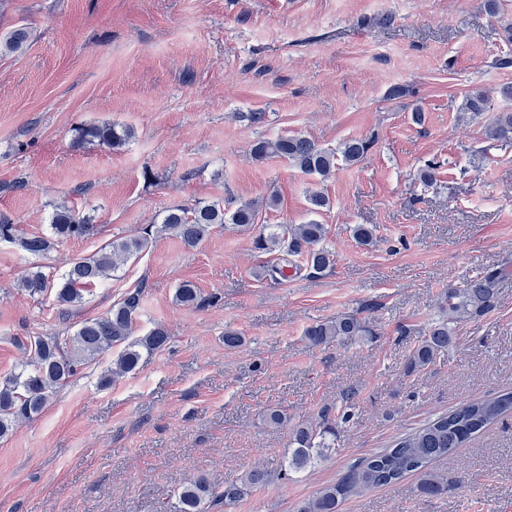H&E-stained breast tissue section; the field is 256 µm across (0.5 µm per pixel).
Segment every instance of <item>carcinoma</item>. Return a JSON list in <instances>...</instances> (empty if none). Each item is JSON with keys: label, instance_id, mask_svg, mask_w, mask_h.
Wrapping results in <instances>:
<instances>
[{"label": "carcinoma", "instance_id": "carcinoma-1", "mask_svg": "<svg viewBox=\"0 0 512 512\" xmlns=\"http://www.w3.org/2000/svg\"><path fill=\"white\" fill-rule=\"evenodd\" d=\"M28 39V32L19 28L0 43V49L12 52ZM491 109L490 95L481 90L468 93L461 110L473 120ZM491 140L512 139V111L497 112L486 127ZM134 136L130 128L116 129L111 124L90 125L76 129L73 144L97 141L112 149H120ZM370 142L352 138L340 149L342 160L350 165L361 162ZM270 157L287 160L301 173L328 178L336 167V152L319 147L302 135H281L260 139L251 147V158L264 161ZM280 203L278 193L260 202L248 201L234 210L224 208V200L198 199L190 205H173L164 211L157 227L147 226L134 235L120 236L100 246L89 256L73 259L67 269L54 279L41 269L31 271L21 288L32 298L55 291L58 304L77 307L83 304L87 289L110 278L129 260L146 251L160 233L180 239L187 249L200 246L213 228L231 224L235 228L255 226L259 208H274ZM50 234L24 236L17 233L8 220L0 221V242L14 244L23 251L38 256L48 254L58 239L88 237L96 226L75 208L66 204L54 207L49 217ZM327 229L314 220L306 224H279L268 234H259L255 248L277 249L286 257H300L313 274H321L334 265L331 251L321 246ZM512 277V266L504 264L487 271L479 278L460 287L449 288L442 302V316L433 321L410 352L406 365L409 374L421 371L433 363L439 353L453 342L452 325L483 316L495 308L498 285ZM176 301L188 307L204 308L218 304L217 294L201 295L190 282L182 283L175 293ZM144 304V289L128 291L104 315L81 321L72 335L62 340L57 336H35L24 346L28 358L19 371L0 378V438L12 434L21 424L37 416L57 390L73 378L81 366L99 356L120 348L108 374L100 379L106 386L111 381L136 370L146 355L163 350L169 341L165 326L155 325L145 335L132 338L133 326ZM375 335L371 323L355 314L341 315L332 321L316 324L306 330L314 345L344 344ZM512 414V392L462 403L423 424L416 430L396 437L388 447L363 462L350 467L336 482L325 486L318 494L299 502L295 512H337L345 498L371 487L397 483L413 474L419 479V490L428 495L448 492V484L432 469V464L463 447L489 426ZM349 418L347 410L326 408L314 424H300L291 429L287 464L278 469L254 466L240 477L224 483L218 489L204 476H198L183 486L176 495L174 512H206L210 507H228L250 492L276 481L292 479V474L304 472L317 462L336 453L338 422Z\"/></svg>", "mask_w": 512, "mask_h": 512}]
</instances>
